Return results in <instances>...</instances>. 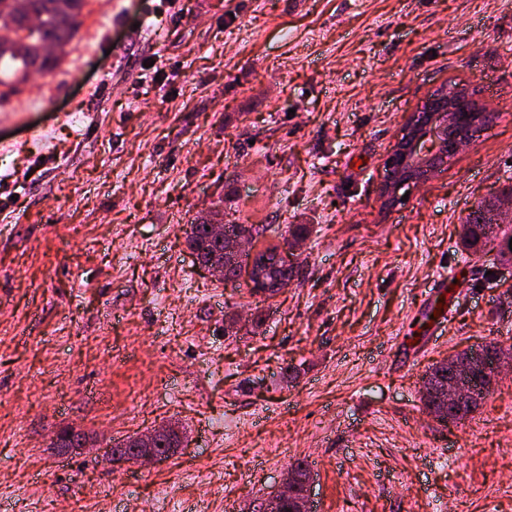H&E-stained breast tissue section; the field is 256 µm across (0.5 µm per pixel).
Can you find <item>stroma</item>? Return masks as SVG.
Wrapping results in <instances>:
<instances>
[{"instance_id":"35a3bbf8","label":"stroma","mask_w":512,"mask_h":512,"mask_svg":"<svg viewBox=\"0 0 512 512\" xmlns=\"http://www.w3.org/2000/svg\"><path fill=\"white\" fill-rule=\"evenodd\" d=\"M80 21L51 71L0 85L8 512H243L297 458L313 512H512V373L457 424L421 401L432 364L512 346V262L460 246L512 185V0H85ZM453 82L493 122L384 208L401 125ZM216 207L283 248L286 288L197 262L187 225ZM168 425L154 465L51 445ZM500 200V196L494 199L481 201L473 208L462 224V241L465 250L477 254L483 250L489 242L488 235L493 233V224L487 215L497 209L495 202Z\"/></svg>"}]
</instances>
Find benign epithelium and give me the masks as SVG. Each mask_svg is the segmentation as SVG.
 Returning a JSON list of instances; mask_svg holds the SVG:
<instances>
[{
  "mask_svg": "<svg viewBox=\"0 0 512 512\" xmlns=\"http://www.w3.org/2000/svg\"><path fill=\"white\" fill-rule=\"evenodd\" d=\"M475 101V95L467 87L443 86L429 95L422 110L407 116L385 161L388 174L379 189L384 206H394L402 188L424 183L425 171L443 168L467 143L463 136L468 126L482 117L473 107ZM461 370L460 366L452 368L448 385L442 389V398L450 405L463 402L469 395V385L457 380ZM153 437L152 433L141 436V445L135 449L138 461L164 460L152 447ZM295 483L296 475L288 473L276 493L257 501L250 512H282L285 501L295 496Z\"/></svg>",
  "mask_w": 512,
  "mask_h": 512,
  "instance_id": "obj_1",
  "label": "benign epithelium"
}]
</instances>
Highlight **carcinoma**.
I'll return each mask as SVG.
<instances>
[{
    "instance_id": "1",
    "label": "carcinoma",
    "mask_w": 512,
    "mask_h": 512,
    "mask_svg": "<svg viewBox=\"0 0 512 512\" xmlns=\"http://www.w3.org/2000/svg\"><path fill=\"white\" fill-rule=\"evenodd\" d=\"M84 0H0V19L9 18L15 25V36L6 41L0 40V64L6 65L9 74L5 78H25L26 73L34 66L43 71L51 69L58 63V57L51 52V46H66L76 37L80 27V14ZM36 15L37 23H28V14ZM499 198L484 200L473 208L462 225V241L465 250L477 254L489 242L488 235L498 230L505 239L512 240L502 226H493L488 215L497 209ZM224 223V211L215 209L207 217L197 218L189 225L187 244L195 254L198 262L204 266L217 265L224 267V278L237 277L242 268L243 259L239 258L227 265L224 253L233 241V236L242 233L255 239L259 230L248 224L229 225L230 235L219 238L208 230L210 224ZM284 262L276 258L273 248H267L255 254L252 269L264 273L270 279L283 273ZM503 351L494 342L479 350H464L455 354V358L469 363L471 376L469 382L473 392L480 397L489 392L493 378L484 373V367L493 355ZM87 436L81 432L65 431L54 447L61 449L82 448ZM182 444L180 433L172 426L157 435L155 447L161 453L172 456Z\"/></svg>"
}]
</instances>
